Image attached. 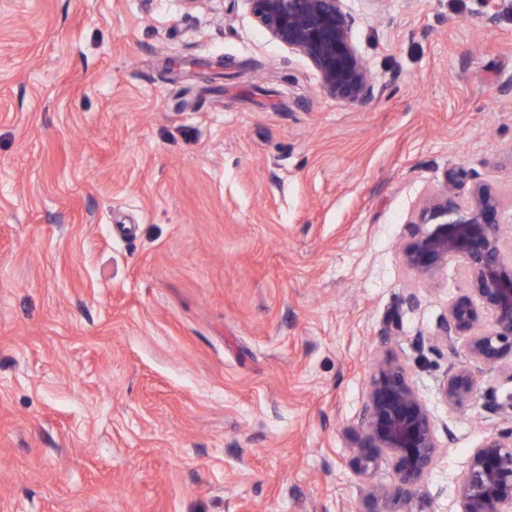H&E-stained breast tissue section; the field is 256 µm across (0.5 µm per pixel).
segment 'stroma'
I'll use <instances>...</instances> for the list:
<instances>
[{
  "mask_svg": "<svg viewBox=\"0 0 512 512\" xmlns=\"http://www.w3.org/2000/svg\"><path fill=\"white\" fill-rule=\"evenodd\" d=\"M382 95L323 94L247 0H0V512H359L374 365L404 364L458 512L512 379L403 261L464 168L512 200V0H346Z\"/></svg>",
  "mask_w": 512,
  "mask_h": 512,
  "instance_id": "35a3bbf8",
  "label": "stroma"
}]
</instances>
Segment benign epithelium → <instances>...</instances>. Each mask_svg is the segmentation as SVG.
<instances>
[{"instance_id": "benign-epithelium-1", "label": "benign epithelium", "mask_w": 512, "mask_h": 512, "mask_svg": "<svg viewBox=\"0 0 512 512\" xmlns=\"http://www.w3.org/2000/svg\"><path fill=\"white\" fill-rule=\"evenodd\" d=\"M251 14L274 40L305 59L319 89L351 105L380 95L385 85L373 80L353 40V18L344 0H247ZM451 171L443 188L426 197L415 220L405 263L434 275L451 261L461 266L469 288L448 303L441 337L461 351L465 363L453 365L440 390L452 411L476 394L472 367L501 370L512 379V259L501 249L499 195L472 181L468 195L458 192L466 180ZM355 439V464L366 474L387 453L399 485L420 483L440 454L435 423L416 392L406 368L379 361L370 377ZM398 488L372 487L363 494L360 512H431L429 497ZM459 512H512V428L491 432L472 449L458 487Z\"/></svg>"}]
</instances>
